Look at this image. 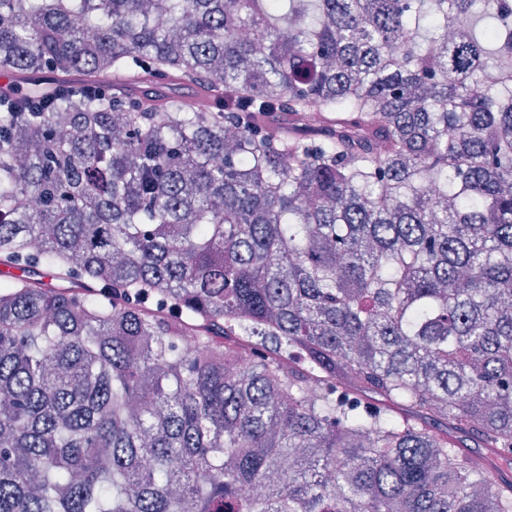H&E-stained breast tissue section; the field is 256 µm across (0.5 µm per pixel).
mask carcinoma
<instances>
[{
	"label": "carcinoma",
	"mask_w": 512,
	"mask_h": 512,
	"mask_svg": "<svg viewBox=\"0 0 512 512\" xmlns=\"http://www.w3.org/2000/svg\"><path fill=\"white\" fill-rule=\"evenodd\" d=\"M2 72L112 90L0 107V512H512V0H0Z\"/></svg>",
	"instance_id": "cac0c4a2"
}]
</instances>
